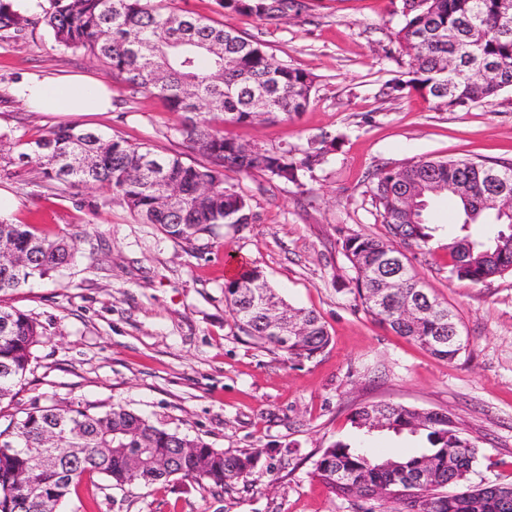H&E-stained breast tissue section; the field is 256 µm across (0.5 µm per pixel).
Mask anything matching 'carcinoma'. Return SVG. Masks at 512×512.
I'll list each match as a JSON object with an SVG mask.
<instances>
[{"label": "carcinoma", "instance_id": "obj_1", "mask_svg": "<svg viewBox=\"0 0 512 512\" xmlns=\"http://www.w3.org/2000/svg\"><path fill=\"white\" fill-rule=\"evenodd\" d=\"M226 14H247L266 22H286L309 9L308 0H217ZM501 0H419L402 2V25L394 38L408 57L410 79L391 80L386 94L400 96L412 89L437 110L466 108L488 102L512 87V17L500 11ZM44 15L60 47L83 52L104 62L133 93L162 99L167 111L181 114L177 131L204 163H187L180 155H161L145 143L76 125L59 126L26 142L19 160L35 157L45 178L61 191L105 185L145 224H156L170 239L194 247L216 235L223 225L249 224L250 199L224 179V170L260 171L271 180L295 182L299 172L325 160L327 135L308 141L307 148H253L224 135V125L293 119L310 104L313 77L267 52L263 45L235 29L162 5V0H51ZM31 24L13 0H0V29L18 36ZM89 157L87 170L74 166ZM461 183L466 193L453 187ZM181 192V208L172 211L168 187ZM416 211L400 208L407 193ZM456 200L463 215L459 229L471 224H497V236L474 240L456 236L448 242L450 277L480 284L492 274L512 273V165L498 167L473 159L420 157L391 173L377 175L372 190L375 208L389 236H354L342 250L355 269L350 293L363 309L399 336L416 342L433 356L452 362L465 350L460 319L431 295L411 272L405 254L393 242L426 246L435 228L427 222L431 199ZM0 297L24 287L33 278L74 264L75 246L65 236L50 239L28 224L0 221ZM400 271L402 288L378 302L380 280ZM252 282L261 293L290 311L304 335L285 342L270 329L259 302L242 295ZM224 302L254 344L281 352L290 361L311 360L329 344V335L312 310L285 302L264 272L245 267L224 283ZM42 325L29 315L0 307V402L14 396L25 377L33 349L42 343ZM376 419L371 405L357 409L351 423L360 431L391 430L422 441L411 456L374 457L361 444L338 440L322 450L313 475L331 492L336 481L363 482L382 492L396 481L419 477L428 462L434 479L413 485L416 500L393 499L389 512H512V484L448 488L467 480L479 449L444 413H422L389 405ZM0 441L11 444L0 452V512H59L71 487L86 474H99L109 487L154 486L173 480L215 488L234 484L232 475L252 474L263 449L228 454L200 438H187L151 423L143 416L113 405L97 411L89 405L34 406L0 429ZM46 448L60 456L46 468L30 452Z\"/></svg>", "mask_w": 512, "mask_h": 512}]
</instances>
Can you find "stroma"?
<instances>
[{"label": "stroma", "mask_w": 512, "mask_h": 512, "mask_svg": "<svg viewBox=\"0 0 512 512\" xmlns=\"http://www.w3.org/2000/svg\"><path fill=\"white\" fill-rule=\"evenodd\" d=\"M309 3L298 18L267 23L226 15L217 0H173L179 12L233 26L315 78L299 117L229 124L226 136L274 150L304 149L323 132L336 138L326 162L298 184L227 172L250 198L254 220L221 228L197 250L142 223L108 187L64 193L37 163L16 161L20 143L61 125L200 161L177 131L179 115L131 94L103 62L60 47L42 21L50 0H31L25 11L35 25L0 40V192L15 200L6 219L68 234L78 249L75 265L0 300L45 332L0 411V429L36 405H121L231 454L264 451L251 475L222 490L180 480L119 490L94 474L72 489L67 512H385V502L336 497L313 476L322 449L338 440L376 451L417 447L413 437L353 428V412L375 403L448 413L481 449L468 485L512 482V273L478 285L449 278L458 206L450 197L432 203L434 239L403 251L416 277L459 315L467 347L447 362L357 305L348 288L355 271L341 248L353 235L386 234L371 198L380 169L425 156L512 162V89L454 111L417 95H384L382 85L406 70L392 40L402 0ZM75 73L109 85L112 111L33 112L11 93L30 75ZM230 260L261 269L288 303L319 314L329 346L298 363L253 344L224 303Z\"/></svg>", "instance_id": "obj_1"}]
</instances>
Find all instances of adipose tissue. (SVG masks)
Returning <instances> with one entry per match:
<instances>
[{
    "label": "adipose tissue",
    "mask_w": 512,
    "mask_h": 512,
    "mask_svg": "<svg viewBox=\"0 0 512 512\" xmlns=\"http://www.w3.org/2000/svg\"><path fill=\"white\" fill-rule=\"evenodd\" d=\"M15 98L38 112L95 113L112 109V92L84 74L61 78H25L14 87Z\"/></svg>",
    "instance_id": "obj_1"
}]
</instances>
